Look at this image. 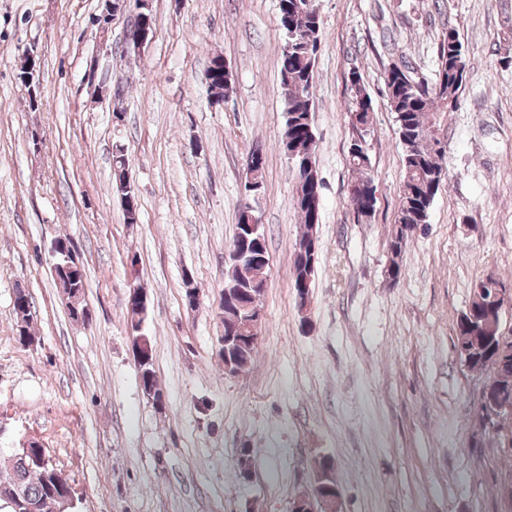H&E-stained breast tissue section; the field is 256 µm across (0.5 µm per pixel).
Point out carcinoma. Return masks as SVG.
Here are the masks:
<instances>
[{
	"label": "carcinoma",
	"mask_w": 512,
	"mask_h": 512,
	"mask_svg": "<svg viewBox=\"0 0 512 512\" xmlns=\"http://www.w3.org/2000/svg\"><path fill=\"white\" fill-rule=\"evenodd\" d=\"M279 25L286 35H293L296 51L288 59L280 60V86L285 101L286 122L280 145L283 151L302 153L314 159V134L311 126L313 111L312 87L314 67L322 36V20L314 7V0H279ZM462 46L458 32L450 28L442 34L437 45L438 78L430 84L414 77L406 57L400 64L392 65L384 75L387 104L396 115L399 140L403 151L404 179L400 189L395 222L390 230V263L386 270L392 282L401 276L400 258L408 240L406 226L419 227L427 223L429 211L447 178L443 163L445 145L440 138L437 117L443 112L454 111L460 103L461 89L465 80L466 62H458V47ZM223 57L214 56L207 68L211 90L223 96L232 89V74L222 63ZM350 95L346 105L349 130L352 137L366 139L371 123V99L366 97L365 87L357 71L350 72ZM349 165L356 173L355 184L371 181L367 170L370 157L367 149L349 152ZM296 195L305 194L313 186H322L316 166L297 169L294 172ZM295 209L304 225L300 239L314 235V227L320 222L319 209H306L295 203ZM268 272L263 266L253 264L246 256L240 263L229 268L225 286H245L254 280H265ZM493 283H479L475 288L470 311L484 314L495 309ZM16 333L21 336L30 332L33 313L32 297L25 289L15 290ZM457 333L465 337L469 349L467 368L480 371L493 363L499 355L498 339L489 332L467 329L457 322ZM0 485H19L28 503L36 506L34 512H53L51 493L52 479L43 470L30 465L29 461L11 455L10 473L0 477Z\"/></svg>",
	"instance_id": "obj_1"
}]
</instances>
